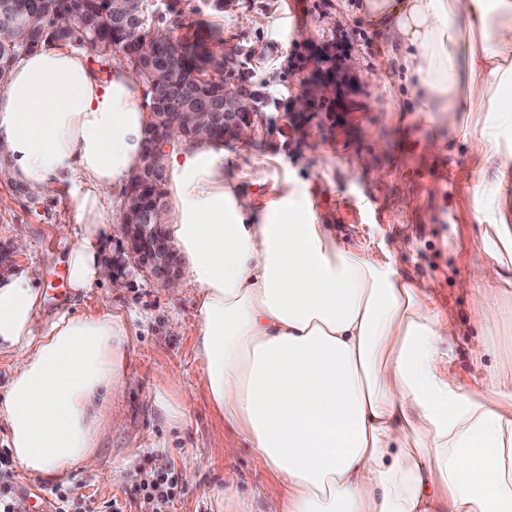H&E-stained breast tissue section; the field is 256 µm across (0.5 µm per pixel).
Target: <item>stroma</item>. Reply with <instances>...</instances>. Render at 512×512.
Segmentation results:
<instances>
[{"label":"stroma","mask_w":512,"mask_h":512,"mask_svg":"<svg viewBox=\"0 0 512 512\" xmlns=\"http://www.w3.org/2000/svg\"><path fill=\"white\" fill-rule=\"evenodd\" d=\"M360 2L228 0L223 13L213 14L201 10V0H190L187 23L222 30L227 69L246 74L265 96L249 139L225 135L224 177L251 193L258 211L293 186L309 187L317 223L329 225L339 245L429 285L456 323L444 349L466 382L475 371L478 340L473 294L484 285L486 260L471 200L479 157L444 129L436 132L441 148L428 151L425 116L414 111L410 89L397 79L385 87L373 81L388 57L378 33L357 13ZM333 54L348 86L338 99L310 97L312 81L331 70ZM74 221L68 185L33 191L0 174V272L17 264L33 269L43 286V319L112 309L125 315L131 332L127 362L134 386L124 398L122 422L105 438L95 468L55 483L75 487L92 507L114 499L128 512L140 487L165 469L175 483L173 512H233L237 498L255 512H277L281 481L209 403L195 354L194 288L171 295L129 262L116 235L107 251L116 280L72 300L69 245L57 228ZM19 239L26 251L16 250ZM152 389L183 401L182 427L170 426L144 402L142 391ZM230 446L237 449L231 458L224 454ZM188 462L197 468L196 481L186 478ZM229 471L238 477L234 497L216 502L210 491ZM55 483L21 470L14 479L24 495Z\"/></svg>","instance_id":"stroma-1"}]
</instances>
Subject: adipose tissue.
I'll return each instance as SVG.
<instances>
[{"mask_svg": "<svg viewBox=\"0 0 512 512\" xmlns=\"http://www.w3.org/2000/svg\"><path fill=\"white\" fill-rule=\"evenodd\" d=\"M413 109L475 142L472 210L489 260L471 321L476 358L512 333V0H364ZM149 112L126 65L97 76L67 47L24 55L0 85V157L32 190L71 185L69 288L107 283L105 202L138 168ZM165 231L196 290L195 352L212 407L284 486L278 512H512V376L462 386L457 331L427 285L338 246L307 190L254 212L225 182L224 144L163 146ZM42 285L0 274V423L16 463L56 479L97 463L132 386L122 314L41 323Z\"/></svg>", "mask_w": 512, "mask_h": 512, "instance_id": "1", "label": "adipose tissue"}]
</instances>
